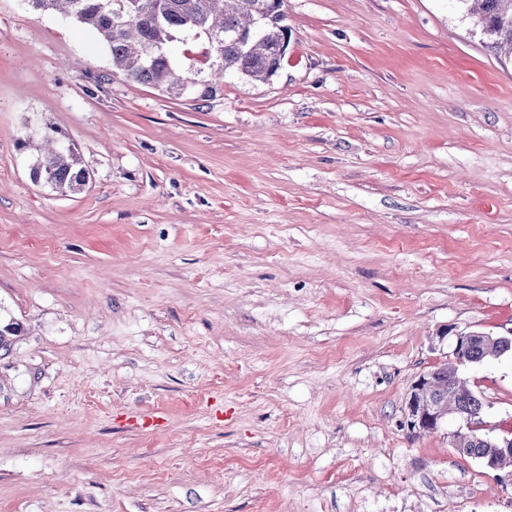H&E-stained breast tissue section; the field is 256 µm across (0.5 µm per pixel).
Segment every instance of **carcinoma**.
<instances>
[{
	"mask_svg": "<svg viewBox=\"0 0 512 512\" xmlns=\"http://www.w3.org/2000/svg\"><path fill=\"white\" fill-rule=\"evenodd\" d=\"M38 12L67 14L95 33L107 48L112 67L135 83L148 84L169 95L182 97L185 89L197 99L217 92L224 73L233 71L252 81L267 82L281 65L283 30L265 22L246 42L240 35L251 30L254 15L272 0H25ZM490 48L512 51V0H460ZM196 39L203 44L201 58L191 59L196 76L178 73L171 58L176 42ZM44 148L30 168L35 183L62 193L77 192L91 175L82 166L76 145L50 127L36 131ZM494 338L479 342L478 362L499 356ZM435 379L448 389V408L464 414H482L484 403L460 377L452 362L434 367ZM483 433H459L453 447L474 448L486 456L496 449Z\"/></svg>",
	"mask_w": 512,
	"mask_h": 512,
	"instance_id": "1",
	"label": "carcinoma"
}]
</instances>
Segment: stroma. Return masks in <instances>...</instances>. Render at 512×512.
I'll return each instance as SVG.
<instances>
[{"instance_id":"obj_1","label":"stroma","mask_w":512,"mask_h":512,"mask_svg":"<svg viewBox=\"0 0 512 512\" xmlns=\"http://www.w3.org/2000/svg\"><path fill=\"white\" fill-rule=\"evenodd\" d=\"M285 8L277 75L196 100L0 0V512H512L402 425L449 329H512V56L460 0ZM464 375L512 432V358ZM44 141V148L30 168L35 183H43L62 193L77 192L85 187L91 175L82 166L76 145L57 129L35 130Z\"/></svg>"}]
</instances>
